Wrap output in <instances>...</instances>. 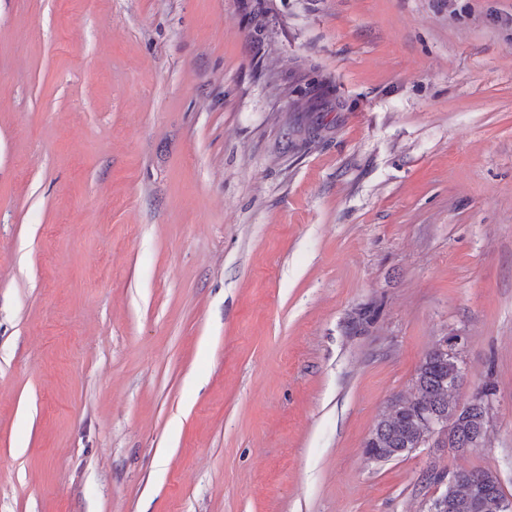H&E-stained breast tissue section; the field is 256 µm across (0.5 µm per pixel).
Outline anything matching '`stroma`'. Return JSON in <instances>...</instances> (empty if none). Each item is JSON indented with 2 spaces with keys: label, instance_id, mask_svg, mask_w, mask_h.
<instances>
[{
  "label": "stroma",
  "instance_id": "stroma-1",
  "mask_svg": "<svg viewBox=\"0 0 512 512\" xmlns=\"http://www.w3.org/2000/svg\"><path fill=\"white\" fill-rule=\"evenodd\" d=\"M447 336L485 446L370 460ZM448 470L512 502V0H0V512H429Z\"/></svg>",
  "mask_w": 512,
  "mask_h": 512
}]
</instances>
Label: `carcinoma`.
Instances as JSON below:
<instances>
[{
	"label": "carcinoma",
	"mask_w": 512,
	"mask_h": 512,
	"mask_svg": "<svg viewBox=\"0 0 512 512\" xmlns=\"http://www.w3.org/2000/svg\"><path fill=\"white\" fill-rule=\"evenodd\" d=\"M461 379V367L448 344L429 350L416 369L411 396L393 400L388 415L375 425L366 442L369 458L387 461L425 444L428 420L443 426V446L462 451L481 447L493 386L478 389L461 407L449 399V392ZM447 476L462 491L434 499L429 512H503L504 495L493 472L456 470Z\"/></svg>",
	"instance_id": "cac0c4a2"
}]
</instances>
